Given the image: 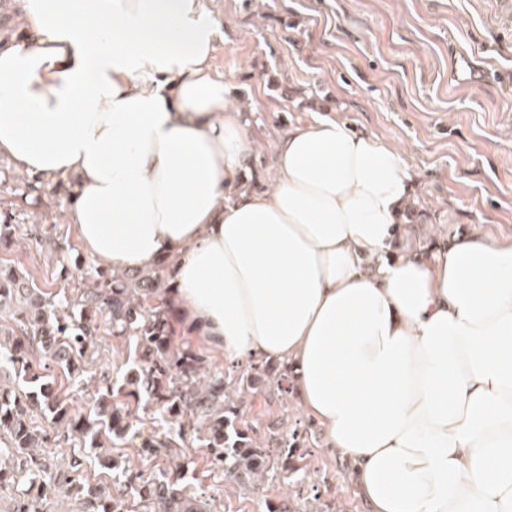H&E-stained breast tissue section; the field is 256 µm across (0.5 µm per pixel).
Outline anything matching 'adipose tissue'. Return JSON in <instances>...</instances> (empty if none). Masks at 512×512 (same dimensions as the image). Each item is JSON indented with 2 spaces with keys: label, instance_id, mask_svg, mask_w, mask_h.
I'll return each instance as SVG.
<instances>
[{
  "label": "adipose tissue",
  "instance_id": "1",
  "mask_svg": "<svg viewBox=\"0 0 512 512\" xmlns=\"http://www.w3.org/2000/svg\"><path fill=\"white\" fill-rule=\"evenodd\" d=\"M16 3L35 38L0 45V156L76 179L83 250L168 265L225 360L291 367L367 512H512V239L401 246L402 150L327 116L243 190L252 142L206 0Z\"/></svg>",
  "mask_w": 512,
  "mask_h": 512
}]
</instances>
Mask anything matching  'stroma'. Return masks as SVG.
Here are the masks:
<instances>
[{
  "label": "stroma",
  "instance_id": "stroma-1",
  "mask_svg": "<svg viewBox=\"0 0 512 512\" xmlns=\"http://www.w3.org/2000/svg\"><path fill=\"white\" fill-rule=\"evenodd\" d=\"M224 33L215 71L259 147L248 163L260 182L274 176L275 147L288 127L320 116L394 143L418 174L411 224L422 249L480 230L512 238V14L497 0H208ZM74 179L30 194L27 223L77 245L66 214ZM244 424L307 426L306 475L258 486L225 478L207 449L188 445L186 482L215 512H366L349 464L321 451L319 427L296 409L255 394Z\"/></svg>",
  "mask_w": 512,
  "mask_h": 512
}]
</instances>
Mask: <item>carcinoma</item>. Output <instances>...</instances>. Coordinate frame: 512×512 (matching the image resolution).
Masks as SVG:
<instances>
[{"label":"carcinoma","mask_w":512,"mask_h":512,"mask_svg":"<svg viewBox=\"0 0 512 512\" xmlns=\"http://www.w3.org/2000/svg\"><path fill=\"white\" fill-rule=\"evenodd\" d=\"M25 187L22 192L0 177V247L15 243L21 224V214L5 207L3 196L25 198L37 191L32 184ZM30 235L43 240L53 264L70 249L56 237L42 236L36 224L30 225ZM56 288L43 291L29 272L0 265V369L14 371L27 385L18 391L0 385V487L18 488L12 512H51L55 503L69 499L79 502L82 512H133L124 494L88 484L85 469L92 457L151 512H209L185 483V463L145 478L103 456L113 440L130 435L139 411L169 425L161 439L143 442L144 450L157 444L180 448L194 439L224 475L242 483L263 481L276 461L287 472L289 459L302 458L307 434L287 430L268 449L264 437L239 423L247 396L262 381L288 400L290 369L266 362L236 364L229 378L211 372L207 358L190 344L176 343V284L168 266L126 277L98 268L75 296L64 280ZM102 327L133 342L137 364L132 376H98ZM54 366L67 371L76 386L95 383V391L85 394L84 411L73 409L71 398L56 385ZM38 413L46 426L35 422ZM52 441L73 448L65 471L45 460L42 449Z\"/></svg>","instance_id":"carcinoma-1"}]
</instances>
